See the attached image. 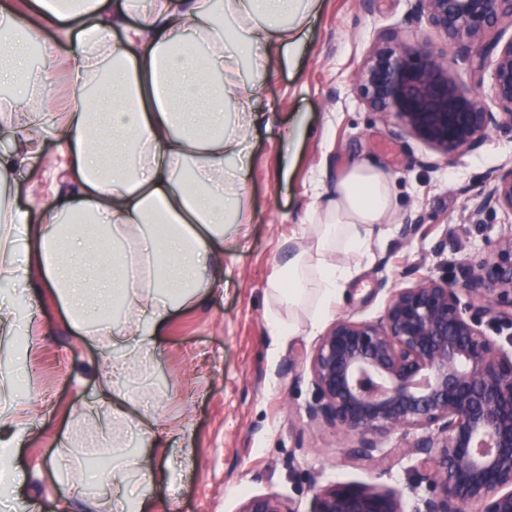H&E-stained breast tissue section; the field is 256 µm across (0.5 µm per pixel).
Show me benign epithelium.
Masks as SVG:
<instances>
[{
  "mask_svg": "<svg viewBox=\"0 0 512 512\" xmlns=\"http://www.w3.org/2000/svg\"><path fill=\"white\" fill-rule=\"evenodd\" d=\"M418 25L443 46L381 35L358 74L368 108L395 119L444 159L512 134V0H415ZM468 63L474 87L453 63ZM490 79L488 106L478 89ZM493 189L470 217L512 216V165L490 172ZM488 252L467 254L453 278L423 276L390 289L375 320L337 317L304 357L313 386L309 421L351 434L349 463L389 470L414 460L413 512H512V225ZM400 433L399 447L380 440ZM238 512H292L273 494ZM308 512H403L392 488L311 486Z\"/></svg>",
  "mask_w": 512,
  "mask_h": 512,
  "instance_id": "7a95c632",
  "label": "benign epithelium"
}]
</instances>
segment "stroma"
Instances as JSON below:
<instances>
[{"label": "stroma", "instance_id": "obj_1", "mask_svg": "<svg viewBox=\"0 0 512 512\" xmlns=\"http://www.w3.org/2000/svg\"><path fill=\"white\" fill-rule=\"evenodd\" d=\"M412 8V0H317L303 40L263 75L271 130L250 147L251 222L245 235L224 236V287L206 302L175 311L152 367L124 385L129 396L150 399L153 415L172 425L162 443L138 440L133 428L110 441L101 438L97 342L66 328L44 289L31 291L27 301L41 341L27 369L39 402L33 433L14 457L29 475L17 491L20 499L36 504L37 512H110L111 502L139 496L150 512H238L246 497L273 493L293 512H307L310 483L346 482L396 488L412 508L405 491L410 460L386 472L350 466L344 454L349 435L309 423L308 373L299 364L286 367L289 357L310 351L337 316L376 319L406 269L435 277L456 270L465 251L485 248L506 221L497 212L471 223L467 198L489 192L490 170L512 161L511 136L489 133L479 150L449 162L412 137L391 136L389 120L358 95L357 72L385 30L438 42L435 31L411 23ZM286 128L296 141L291 157L280 137ZM358 163L388 174L396 223L326 318H304L293 333L275 335L269 317L287 315L288 308L270 297L268 283L307 235L317 196L331 189L338 171ZM409 213L421 224L411 239L400 227ZM443 239L449 247L441 252ZM68 433L75 437L76 467L98 460L112 467L140 450L153 458L155 479L123 488L102 481L70 497L51 466Z\"/></svg>", "mask_w": 512, "mask_h": 512}]
</instances>
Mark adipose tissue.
Listing matches in <instances>:
<instances>
[{
  "mask_svg": "<svg viewBox=\"0 0 512 512\" xmlns=\"http://www.w3.org/2000/svg\"><path fill=\"white\" fill-rule=\"evenodd\" d=\"M315 0H0L8 56L0 85V334L24 328L26 347L0 348V497L13 499L28 475L12 458L35 420L37 399L13 394L19 365L37 344L38 322L23 301L54 292L66 323L97 337L106 430L137 423L161 441L166 430L114 385L155 353L171 311L224 286V227L248 223L252 171L246 145L266 118L262 87L242 66L267 73L302 37ZM70 95L53 94L58 61ZM112 67L107 94L87 97ZM236 104L227 122L226 104ZM58 150L50 185L31 166ZM395 204L379 168L337 174L314 209L271 295L318 319L368 257Z\"/></svg>",
  "mask_w": 512,
  "mask_h": 512,
  "instance_id": "ef3b65f1",
  "label": "adipose tissue"
}]
</instances>
